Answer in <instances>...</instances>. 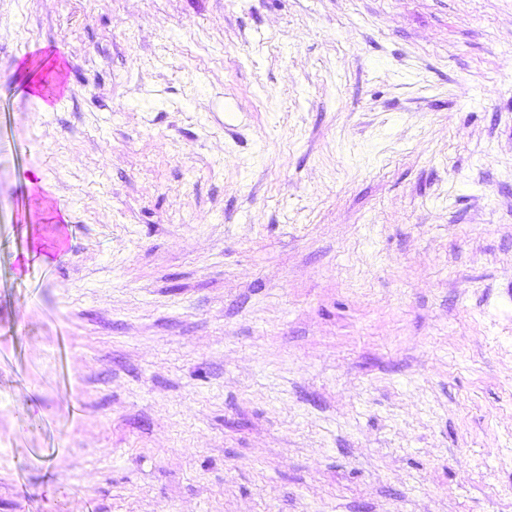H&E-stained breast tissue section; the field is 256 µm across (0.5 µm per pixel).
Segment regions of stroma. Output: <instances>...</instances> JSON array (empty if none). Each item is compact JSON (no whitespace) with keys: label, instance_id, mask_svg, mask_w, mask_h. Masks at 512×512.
I'll list each match as a JSON object with an SVG mask.
<instances>
[{"label":"stroma","instance_id":"35a3bbf8","mask_svg":"<svg viewBox=\"0 0 512 512\" xmlns=\"http://www.w3.org/2000/svg\"><path fill=\"white\" fill-rule=\"evenodd\" d=\"M0 512H512V0H0Z\"/></svg>","mask_w":512,"mask_h":512}]
</instances>
